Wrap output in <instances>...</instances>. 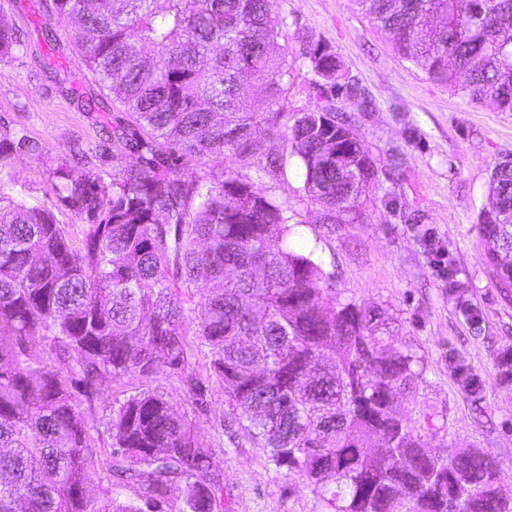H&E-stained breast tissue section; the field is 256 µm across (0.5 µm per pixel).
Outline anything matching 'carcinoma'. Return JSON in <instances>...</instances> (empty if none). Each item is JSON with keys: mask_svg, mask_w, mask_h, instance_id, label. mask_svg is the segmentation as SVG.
<instances>
[{"mask_svg": "<svg viewBox=\"0 0 512 512\" xmlns=\"http://www.w3.org/2000/svg\"><path fill=\"white\" fill-rule=\"evenodd\" d=\"M395 53L468 103L512 112V0H357ZM277 0H53L95 80L124 107L112 125V178L63 158L50 170L56 207L84 225L75 249L54 212L0 186V512H224L216 449L159 393L116 400L112 444L93 446L78 399L104 376L179 375L195 403L187 328L209 373L243 409L242 429L270 448L276 470L300 472L326 512H512L497 461L478 448L430 453L398 412L422 375L409 345L385 338L388 312L342 302L312 255L288 249V206L245 173L278 170L261 125L278 132L324 224H352L377 163L325 85L364 112L370 101L326 46L304 43L317 77L289 117L290 74ZM0 23V59L21 50ZM248 70L252 92L237 81ZM46 147L19 132L8 155ZM238 168L185 171L183 156L224 154ZM512 158L489 177L479 228L502 222L488 261L512 286ZM211 285L208 292L200 286ZM56 355L51 364L45 354ZM102 457L104 503L87 493ZM135 486L137 497L117 490Z\"/></svg>", "mask_w": 512, "mask_h": 512, "instance_id": "cac0c4a2", "label": "carcinoma"}]
</instances>
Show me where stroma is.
<instances>
[{"instance_id":"1","label":"stroma","mask_w":512,"mask_h":512,"mask_svg":"<svg viewBox=\"0 0 512 512\" xmlns=\"http://www.w3.org/2000/svg\"><path fill=\"white\" fill-rule=\"evenodd\" d=\"M51 10L52 0H0V21L18 29L27 44L0 60V120L47 149L40 160L15 154L1 160L0 180L11 182L12 196L40 206L51 203L49 170L56 160L80 152L101 164L103 126L126 117L118 104L104 113L82 110V97L105 90L63 26L45 41ZM277 12L294 55L283 85L285 112L310 101L313 73L301 56L300 38L330 48L373 104L372 111L357 113L352 101L335 99L340 109L354 112L356 132L379 164L361 221L333 228L321 223L318 207L300 199L297 160L279 137L268 136L266 146L280 172L262 176L258 185L298 212L292 248L313 253L343 298L387 310L396 344L412 345L421 356L422 376L400 412L426 447L483 450L498 462L500 489L512 497V387L500 382L497 368L501 354L512 348V289L497 285L478 232L490 173L512 157V112L490 101L467 104L430 81L394 54L355 0H278ZM394 153L401 159L396 168L390 164ZM101 166L111 174V165ZM452 270L468 287L466 301L479 325H472L449 292ZM208 365L205 355L193 359L205 407L195 406L177 376L159 375L150 386L192 420L204 441L222 444L211 473L224 485V512H324L319 492L305 477L277 473L268 449L234 424L224 385L210 376ZM465 373L480 380V395L463 388ZM138 385L107 376L98 397L80 404L97 447L111 443L107 424L114 401Z\"/></svg>"}]
</instances>
